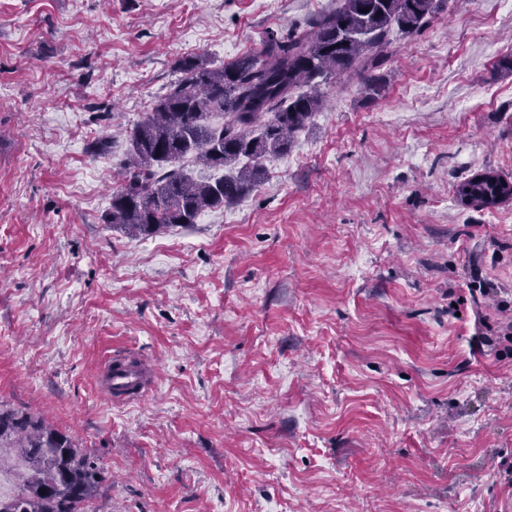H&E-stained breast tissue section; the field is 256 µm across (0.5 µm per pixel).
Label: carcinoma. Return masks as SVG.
<instances>
[{
	"label": "carcinoma",
	"mask_w": 512,
	"mask_h": 512,
	"mask_svg": "<svg viewBox=\"0 0 512 512\" xmlns=\"http://www.w3.org/2000/svg\"><path fill=\"white\" fill-rule=\"evenodd\" d=\"M447 0H338L318 15L312 33L282 40L269 34L258 55L245 53L216 68L190 57L181 78L129 133L122 184L112 193L108 224L151 234L194 224L262 181L261 160L288 152L295 133L320 110L316 87L348 72L377 91L373 71L389 56L392 34L416 36ZM308 86L310 90L300 91ZM196 161L223 174L194 180ZM502 178L458 182L455 195L491 210ZM21 449L27 473L20 492L0 499V512H89L104 470L65 434L23 412L0 408V446Z\"/></svg>",
	"instance_id": "cac0c4a2"
}]
</instances>
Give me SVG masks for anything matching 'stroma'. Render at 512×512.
<instances>
[{
    "label": "stroma",
    "mask_w": 512,
    "mask_h": 512,
    "mask_svg": "<svg viewBox=\"0 0 512 512\" xmlns=\"http://www.w3.org/2000/svg\"><path fill=\"white\" fill-rule=\"evenodd\" d=\"M336 0H0V406L104 467L92 512H512V0L394 37L196 223L104 215L128 135L194 56ZM147 371L140 396L98 380ZM483 172L494 174L497 180L495 182L488 180H478L477 174H474L473 176L466 178L456 184L455 195L460 202L462 196L469 197L471 202L467 200L469 203L464 204L467 207L471 206L480 209L492 210L501 204L498 203L497 205H493L495 197L504 190V188H502L500 185L502 181L505 180L498 176L499 174L493 170L486 169ZM466 188H469V192H466ZM137 383H139V374L134 368L125 364L112 370V362L106 365L103 389L111 396L112 390L121 392L134 387Z\"/></svg>",
    "instance_id": "1"
}]
</instances>
